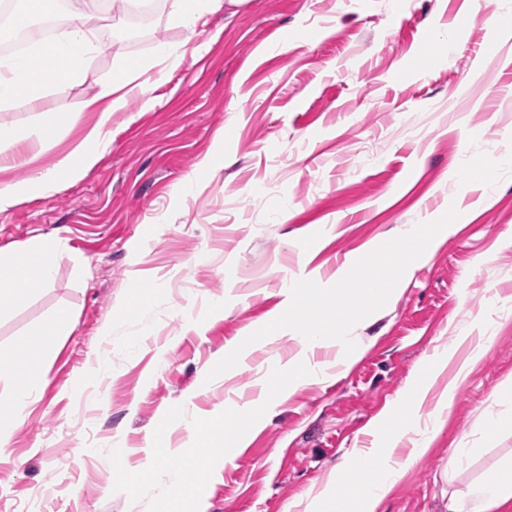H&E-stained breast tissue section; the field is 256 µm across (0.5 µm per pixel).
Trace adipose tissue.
Masks as SVG:
<instances>
[{"mask_svg":"<svg viewBox=\"0 0 512 512\" xmlns=\"http://www.w3.org/2000/svg\"><path fill=\"white\" fill-rule=\"evenodd\" d=\"M50 16L56 20V35L46 44L33 43L27 54L16 59L0 60V108H6L17 96L38 99L48 84H64L78 80L91 51L101 46L96 16L89 5L60 11L58 0H25L17 15L18 26H27L32 18ZM148 67L124 66L117 78L100 84L86 101L87 110L96 112V122L87 130L82 142L60 155L47 169L34 170L29 177L0 186V211L16 207L36 196H47L61 186L83 179L100 161L111 142L112 116L125 110L133 94L150 83ZM62 120L57 115L43 114L36 126L16 136L0 129V159L6 160L16 140L44 146L56 137ZM59 243L57 239L39 235L29 239L21 251L0 253V265L9 266L13 280L0 286V305L29 295L51 283ZM490 341V329L481 326L479 336L462 334L459 344L467 345L469 356L461 363L452 379L439 394L431 389L436 379L453 360V352H437L432 361L417 367L416 375L403 391L402 400L413 408L411 419L396 429L379 448L356 451L359 459L379 458L380 476L371 484L348 494L351 512H377L379 504L421 455L433 439L435 425L451 408L456 391L466 382L473 366L481 360ZM512 502V482L479 479L465 489L456 490L448 498V512H500Z\"/></svg>","mask_w":512,"mask_h":512,"instance_id":"adipose-tissue-1","label":"adipose tissue"}]
</instances>
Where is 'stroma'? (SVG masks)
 <instances>
[{
  "label": "stroma",
  "mask_w": 512,
  "mask_h": 512,
  "mask_svg": "<svg viewBox=\"0 0 512 512\" xmlns=\"http://www.w3.org/2000/svg\"><path fill=\"white\" fill-rule=\"evenodd\" d=\"M501 0H229L202 32L150 0L147 29L125 41L131 63L157 41L187 46L155 83L112 117V143L80 182L0 212V251L35 235L60 240L54 281L0 310V363L31 382L28 414L0 452V512H148L113 490V449L131 467L167 411L169 447L189 449L192 416L257 398L259 370L288 360L286 336L250 345L228 375L208 372L264 327L281 279L336 270L408 224L470 209L460 230L417 264L397 293L356 324L359 358L297 388L252 432L245 454L216 467L205 512H303L369 446L416 366L452 348L487 303L495 334L442 426L381 512H447L450 449L469 444L460 481L493 476L512 455V406L490 395L512 378V40L495 28ZM118 68L95 53L79 81L36 102L18 97L0 126L36 114H79L34 167L45 169L93 121L83 108ZM215 167L196 172L205 155ZM497 179L472 189L461 163ZM191 192H184L187 177ZM293 216L281 222L279 211ZM160 282L149 309L139 284ZM68 309L47 362L19 357L30 328ZM496 415V435L478 425Z\"/></svg>",
  "instance_id": "stroma-1"
}]
</instances>
